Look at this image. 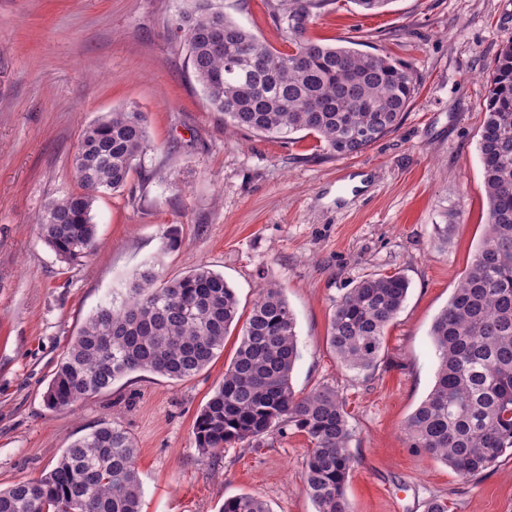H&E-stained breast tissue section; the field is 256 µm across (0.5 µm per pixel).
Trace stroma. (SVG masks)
<instances>
[{
	"label": "stroma",
	"instance_id": "stroma-1",
	"mask_svg": "<svg viewBox=\"0 0 512 512\" xmlns=\"http://www.w3.org/2000/svg\"><path fill=\"white\" fill-rule=\"evenodd\" d=\"M184 0H0V488L40 477L103 423L133 438L142 512H218L260 495L271 512H315L311 445L295 429L202 458L192 433L236 347L194 377L133 372L72 408L44 393L88 317L152 266L173 279L222 273L249 313L259 288H282L296 318V393L335 388L348 412L353 512H512V455L461 481L411 448L408 417L434 384L430 336L487 222L479 139L493 62L512 42V0H391L376 14L334 0L312 38L413 69L419 90L398 129L336 158L298 133L284 143L224 126L174 28ZM225 14L274 47L266 0H224ZM144 112L153 144L127 185L98 198L93 256L66 263L36 219L78 191L83 128L112 110ZM453 225L447 242L435 227ZM173 232L176 247L166 245ZM399 273L407 299L373 373L343 368L327 335L332 306L365 276Z\"/></svg>",
	"mask_w": 512,
	"mask_h": 512
}]
</instances>
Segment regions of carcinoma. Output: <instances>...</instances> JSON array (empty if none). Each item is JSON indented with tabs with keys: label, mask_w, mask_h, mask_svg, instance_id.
Segmentation results:
<instances>
[{
	"label": "carcinoma",
	"mask_w": 512,
	"mask_h": 512,
	"mask_svg": "<svg viewBox=\"0 0 512 512\" xmlns=\"http://www.w3.org/2000/svg\"><path fill=\"white\" fill-rule=\"evenodd\" d=\"M179 13L189 60L224 124L291 142L305 131L336 157L357 155L396 130L419 90L416 73L385 56L309 36L327 0H268L269 18L289 51L230 20L218 0H190ZM479 141L488 199L485 237L430 336L434 384L405 429L410 447L468 481L512 452V43L495 58ZM150 148L145 116L115 109L88 125L73 159L80 192L52 200L38 219L44 243L65 262L94 250L97 198L120 190ZM405 277L369 275L335 301L327 340L341 365L374 370L385 330L402 309ZM224 276L198 265L164 280L137 271L124 297L100 305L69 344L44 395L65 410L132 372L191 378L241 326L224 382L196 415L205 458L230 444L260 442L292 427L312 445L306 492L316 512H352L346 494L353 461L345 406L334 388L293 389L296 320L282 288L260 292L245 323ZM132 437L102 424L64 450L46 474L0 489V512H141ZM220 512H270L261 497L227 498Z\"/></svg>",
	"instance_id": "carcinoma-1"
}]
</instances>
